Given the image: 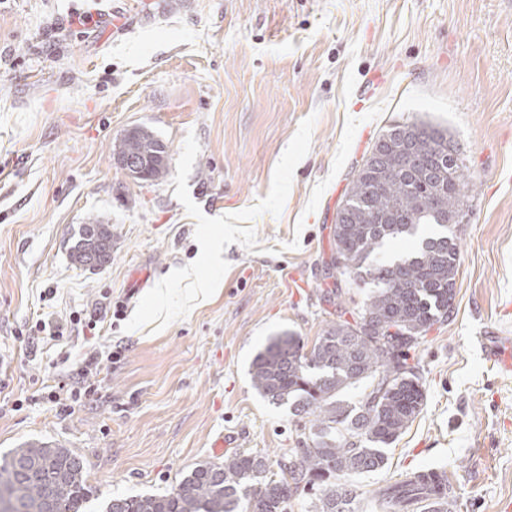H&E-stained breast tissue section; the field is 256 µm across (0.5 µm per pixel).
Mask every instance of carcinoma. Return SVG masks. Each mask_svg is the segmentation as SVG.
<instances>
[{
    "instance_id": "cac0c4a2",
    "label": "carcinoma",
    "mask_w": 512,
    "mask_h": 512,
    "mask_svg": "<svg viewBox=\"0 0 512 512\" xmlns=\"http://www.w3.org/2000/svg\"><path fill=\"white\" fill-rule=\"evenodd\" d=\"M420 166L403 165L407 154ZM116 155L140 162L134 180L169 174L168 145L147 127L121 139ZM459 147L447 131L423 121L391 126L364 154L334 224L336 283L372 287L351 318L336 311L312 345L287 332L272 337L252 362V381L273 405L312 415L311 444L284 452L269 469L266 457L235 454L195 467L171 492L113 498L105 512H287L301 492L309 512H355L357 492L343 482L385 464V449L421 412L426 393L410 351L448 318L456 296L460 249L454 225L470 187L458 164ZM422 224L442 232L420 239L406 257L387 256L394 239L415 236ZM112 259V230L97 218L78 227L73 264L89 268ZM363 381L371 390L359 406L338 399ZM415 478L396 482L382 497L390 507L427 500ZM82 458L68 448L30 442L0 457V512H86Z\"/></svg>"
}]
</instances>
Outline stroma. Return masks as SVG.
<instances>
[{"label": "stroma", "instance_id": "obj_1", "mask_svg": "<svg viewBox=\"0 0 512 512\" xmlns=\"http://www.w3.org/2000/svg\"><path fill=\"white\" fill-rule=\"evenodd\" d=\"M74 6L0 0V454L74 450L102 512L214 461L221 431L271 463L301 447L304 421L260 396L252 362L277 334L310 344L337 305L361 308L364 284L324 298L332 218L376 139L420 120L448 131L474 182L456 298L413 353L422 411L384 468L348 482L358 512H384L379 489L441 467L461 512H512V377L477 341L512 334V0H102L96 31L44 48ZM137 126L168 145L166 179L117 164ZM91 218L112 227L96 269L68 251ZM40 318L63 338L32 337ZM93 350L96 392L60 411L48 391Z\"/></svg>", "mask_w": 512, "mask_h": 512}]
</instances>
